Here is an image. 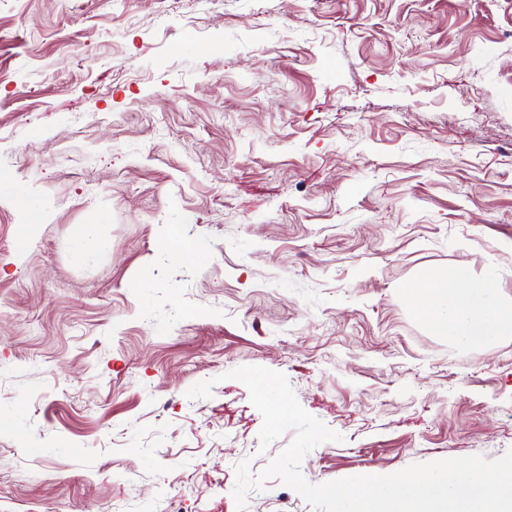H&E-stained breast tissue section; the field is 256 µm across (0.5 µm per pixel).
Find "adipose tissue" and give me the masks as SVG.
Here are the masks:
<instances>
[{"label": "adipose tissue", "instance_id": "1", "mask_svg": "<svg viewBox=\"0 0 512 512\" xmlns=\"http://www.w3.org/2000/svg\"><path fill=\"white\" fill-rule=\"evenodd\" d=\"M406 300L436 335L462 347L512 335V305L492 300L490 283L472 280L461 269L414 281Z\"/></svg>", "mask_w": 512, "mask_h": 512}]
</instances>
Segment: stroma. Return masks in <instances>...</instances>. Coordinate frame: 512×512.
Listing matches in <instances>:
<instances>
[{
    "label": "stroma",
    "mask_w": 512,
    "mask_h": 512,
    "mask_svg": "<svg viewBox=\"0 0 512 512\" xmlns=\"http://www.w3.org/2000/svg\"><path fill=\"white\" fill-rule=\"evenodd\" d=\"M0 178V512H236L246 365L340 434L313 484L512 449V335L404 298L512 303V0H0ZM107 247L108 242L99 235L97 225L87 224L76 242L75 253L79 259L89 261ZM491 288L456 269L442 278L414 281L406 288V301L436 335L466 347L512 335V305L492 300Z\"/></svg>",
    "instance_id": "stroma-1"
}]
</instances>
